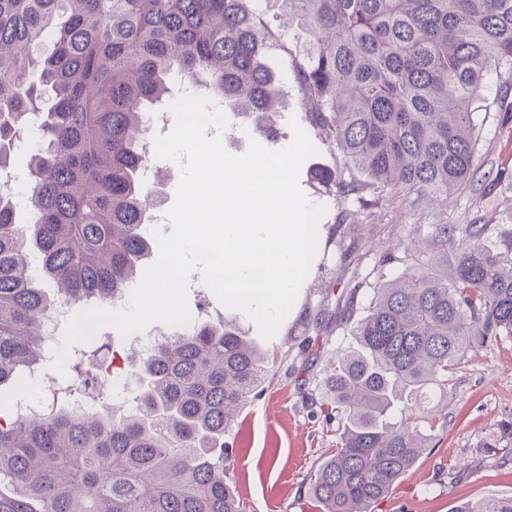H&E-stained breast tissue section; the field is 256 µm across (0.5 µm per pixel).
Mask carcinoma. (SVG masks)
Here are the masks:
<instances>
[{
	"label": "carcinoma",
	"instance_id": "1",
	"mask_svg": "<svg viewBox=\"0 0 512 512\" xmlns=\"http://www.w3.org/2000/svg\"><path fill=\"white\" fill-rule=\"evenodd\" d=\"M279 30L294 31L283 50L315 139L344 157L315 174L340 199L446 200L479 174L475 113L493 105L512 125V0H0V171L16 142L39 140L34 219L0 196V388L42 361L55 307L113 300L150 257L142 141L171 80L238 113L275 112ZM426 231L404 271L371 288L356 347L324 378L322 413L342 428L310 485L323 512H371L425 450L430 394L512 336V227ZM33 253L62 298L29 274ZM128 359L139 388L126 414L61 403L0 418V512H245L224 434L264 380L253 342L204 321ZM455 512H512V497Z\"/></svg>",
	"mask_w": 512,
	"mask_h": 512
}]
</instances>
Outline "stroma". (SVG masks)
Instances as JSON below:
<instances>
[{"mask_svg": "<svg viewBox=\"0 0 512 512\" xmlns=\"http://www.w3.org/2000/svg\"><path fill=\"white\" fill-rule=\"evenodd\" d=\"M269 63L286 90L285 107L277 113V137L271 149L287 146L293 132L290 118L305 122L302 96L292 76V62L272 50ZM222 134L225 148L244 153L250 140H262L263 128L252 115L228 113ZM483 170L512 175V132L495 112H478ZM342 162L338 150L319 146L303 164L299 184L315 203L326 205L314 264L301 288L296 310L279 333L261 340L253 321L224 309L200 275L189 286L191 310L206 308L224 315L268 358V376L241 409L224 436L232 453L228 479L246 504V512H316L310 481L338 441L337 422L320 414L322 380L337 350L353 343V331L364 314L370 285L378 275L394 278L402 262L381 264L382 254L408 240L418 224H458L482 216L494 224L512 225V201L504 186L484 181L463 191L458 203L442 208L413 206L386 198L369 211L368 228L352 227L350 212L357 200L337 199L312 176L316 166L331 170ZM431 412L417 426L426 449L392 491L372 512H452L466 501L512 497V338L481 350L462 363L447 393H435Z\"/></svg>", "mask_w": 512, "mask_h": 512, "instance_id": "1", "label": "stroma"}]
</instances>
